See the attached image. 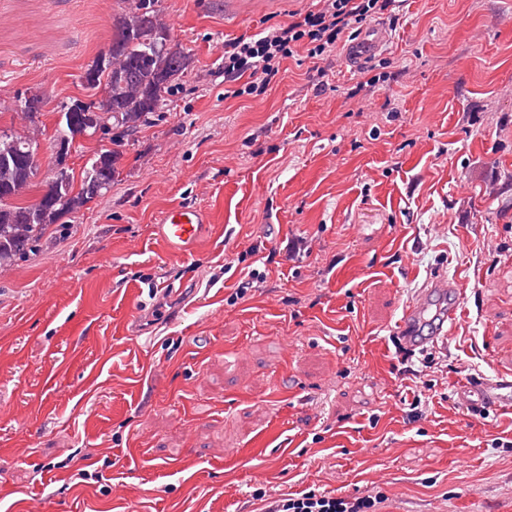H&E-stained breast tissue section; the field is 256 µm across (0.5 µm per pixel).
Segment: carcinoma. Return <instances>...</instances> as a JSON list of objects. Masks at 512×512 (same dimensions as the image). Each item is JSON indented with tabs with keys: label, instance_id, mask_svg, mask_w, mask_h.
<instances>
[{
	"label": "carcinoma",
	"instance_id": "1",
	"mask_svg": "<svg viewBox=\"0 0 512 512\" xmlns=\"http://www.w3.org/2000/svg\"><path fill=\"white\" fill-rule=\"evenodd\" d=\"M168 40L169 30L156 23L154 11L144 2L136 11L119 16L113 22L108 49L112 73L95 70L97 61H92L82 76L84 98H75L61 109L72 110L77 123L86 117L91 119L102 110L101 102L96 99L97 92L108 87L110 122L128 132L137 131L157 112L156 101L166 98L171 91L170 84L160 86L163 74L178 71L183 75L191 66V55L179 46L164 56L155 52V46ZM43 102L42 94L20 97L16 111L27 119L41 110ZM22 140L24 137L14 134L10 128L0 132V264L11 263L33 251L50 226L66 214L79 212L96 198L101 184L115 178L105 153L110 152L114 157L121 155L116 148L102 149L94 153L81 173L69 171L66 187L56 199L44 205L35 227L28 223L30 206L19 198L21 190L35 186V174L21 164L6 162L14 145Z\"/></svg>",
	"mask_w": 512,
	"mask_h": 512
}]
</instances>
